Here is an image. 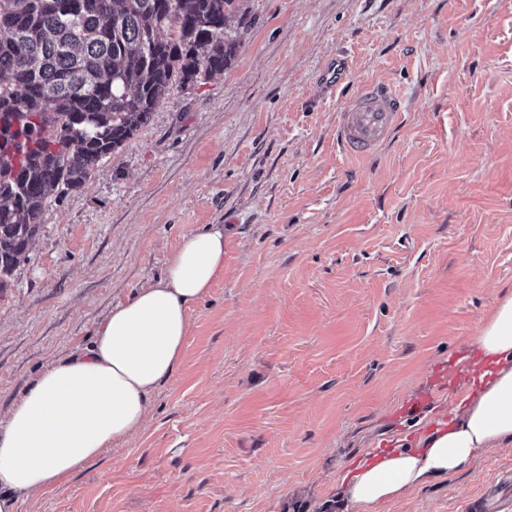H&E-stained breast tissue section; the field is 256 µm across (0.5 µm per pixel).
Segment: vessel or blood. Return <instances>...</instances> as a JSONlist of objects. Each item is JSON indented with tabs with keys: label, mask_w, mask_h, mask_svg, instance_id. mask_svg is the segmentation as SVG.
Listing matches in <instances>:
<instances>
[{
	"label": "vessel or blood",
	"mask_w": 512,
	"mask_h": 512,
	"mask_svg": "<svg viewBox=\"0 0 512 512\" xmlns=\"http://www.w3.org/2000/svg\"><path fill=\"white\" fill-rule=\"evenodd\" d=\"M401 96L382 84H368L349 97L336 119V142L348 154L366 156L390 140L402 123ZM468 512H512V493L487 489Z\"/></svg>",
	"instance_id": "b4317fda"
}]
</instances>
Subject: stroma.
<instances>
[{
  "label": "stroma",
  "instance_id": "35a3bbf8",
  "mask_svg": "<svg viewBox=\"0 0 512 512\" xmlns=\"http://www.w3.org/2000/svg\"><path fill=\"white\" fill-rule=\"evenodd\" d=\"M237 5L232 64L171 90L49 201L0 290L1 424L185 235L224 227V268L141 430L20 512H343L352 460L450 420L448 363L512 295V0ZM372 80L403 121L351 158L336 114ZM510 471L512 446L490 448L379 512H463Z\"/></svg>",
  "mask_w": 512,
  "mask_h": 512
}]
</instances>
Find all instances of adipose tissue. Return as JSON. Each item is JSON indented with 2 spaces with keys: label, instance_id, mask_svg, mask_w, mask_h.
Returning <instances> with one entry per match:
<instances>
[{
  "label": "adipose tissue",
  "instance_id": "ef3b65f1",
  "mask_svg": "<svg viewBox=\"0 0 512 512\" xmlns=\"http://www.w3.org/2000/svg\"><path fill=\"white\" fill-rule=\"evenodd\" d=\"M224 267V227L185 236L163 275L117 304L88 350L53 362L11 406L0 427V512H19L35 492L67 479L143 426L151 397L182 361L191 303ZM465 392L449 422L415 424L393 448L340 479L346 506L379 504L467 466L484 449L512 443V297L459 358Z\"/></svg>",
  "mask_w": 512,
  "mask_h": 512
}]
</instances>
